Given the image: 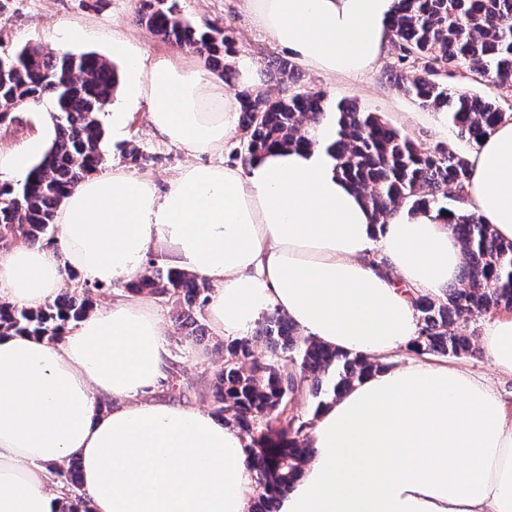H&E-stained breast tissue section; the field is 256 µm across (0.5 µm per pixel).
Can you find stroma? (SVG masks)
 Here are the masks:
<instances>
[{"instance_id": "1", "label": "stroma", "mask_w": 512, "mask_h": 512, "mask_svg": "<svg viewBox=\"0 0 512 512\" xmlns=\"http://www.w3.org/2000/svg\"><path fill=\"white\" fill-rule=\"evenodd\" d=\"M176 3L179 14L199 28L231 29L239 59L254 66L266 92L273 96L281 93L283 86L270 63L288 57L289 51L254 24L245 0H176ZM139 6V0H0V56L27 44L47 52L59 49L72 53L94 52L108 59L112 56V37L117 34L131 50L145 58L164 56L176 64L198 61L196 52L176 49L141 25L137 18ZM394 63L392 54H385L375 70L357 77L328 76L302 65L297 70L293 88L321 90L335 102H357L363 110L378 113L423 145L442 142L468 151V144L457 138L452 125L443 123L438 113H425L395 83L391 76ZM147 112L148 105L144 102L129 107L125 116V139L105 137L106 164L125 167L161 186L191 163L192 158L182 147L154 134ZM131 147L138 150V161L125 157V150ZM160 313L165 322L169 351L177 363V372L169 387L161 390V397L211 407L209 379L222 363L215 349L218 336L210 331L196 343H178L170 310L164 307ZM450 363L498 392L512 409V377L495 369L483 348L451 358Z\"/></svg>"}]
</instances>
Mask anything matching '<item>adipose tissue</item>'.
I'll return each mask as SVG.
<instances>
[{
  "mask_svg": "<svg viewBox=\"0 0 512 512\" xmlns=\"http://www.w3.org/2000/svg\"><path fill=\"white\" fill-rule=\"evenodd\" d=\"M247 2L259 27L323 73L371 72L387 51L395 0ZM112 55L124 66L123 103L146 101L154 131L198 161L162 187L122 168L82 182L56 213L57 249L0 251V301L53 302L71 271L91 284L127 282L159 256L212 284L217 335L275 309L338 351L396 361L318 411L314 455L279 512H512L504 401L412 353L415 298L443 294L465 264L447 224L404 208L374 226L327 153L330 122L312 148L225 163L240 101L223 80L165 57L144 63L119 36ZM471 165L465 209L512 240L511 117ZM481 345L512 374V315L489 324ZM168 359L157 311L132 294L57 343L0 334V512H62L49 470L73 458L90 512H248L246 437L205 408L155 398Z\"/></svg>",
  "mask_w": 512,
  "mask_h": 512,
  "instance_id": "adipose-tissue-1",
  "label": "adipose tissue"
}]
</instances>
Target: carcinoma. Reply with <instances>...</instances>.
<instances>
[{
    "label": "carcinoma",
    "instance_id": "obj_1",
    "mask_svg": "<svg viewBox=\"0 0 512 512\" xmlns=\"http://www.w3.org/2000/svg\"><path fill=\"white\" fill-rule=\"evenodd\" d=\"M138 21L178 48L208 64L234 71L225 58L237 54L229 29H197L177 13L176 0H141ZM390 43L401 70L394 78L422 107L446 112L457 136L478 146L512 112L492 96L512 86V0H396ZM480 80L476 94L451 87L447 78ZM114 67L94 52L44 54L25 45L0 63V123L15 119L12 109L49 103L55 138L44 156L17 183L0 184V245L53 243L62 200L105 162L99 115L111 102ZM239 130L246 159L277 147H311L324 121L336 124L327 150L337 172L360 192L374 224L382 226L401 208L434 210L462 244L466 263L457 284L443 296L416 298L419 355H466L472 338L464 331L471 317L493 309L512 310V241L460 207L470 178L469 157L451 146H423L390 126L375 112L324 91H294L272 98L265 92L241 94ZM113 287L148 294L169 306L176 332L186 341L204 333L198 315L207 305L210 285L153 262L135 279ZM108 293L99 284L67 288L38 307L0 302V333L24 332L57 342L67 327L89 315ZM265 343L257 356L253 341ZM224 366L214 374L215 415L248 438L243 448L255 484L249 512H278L279 501L301 476L313 449L307 445L310 422L294 412L295 396L309 391L323 407L341 390L387 365L362 355L339 352L303 335L277 311L264 314L255 336L218 345ZM291 370H285L286 366ZM70 491L63 512H89L79 493V462L54 468Z\"/></svg>",
    "mask_w": 512,
    "mask_h": 512
}]
</instances>
